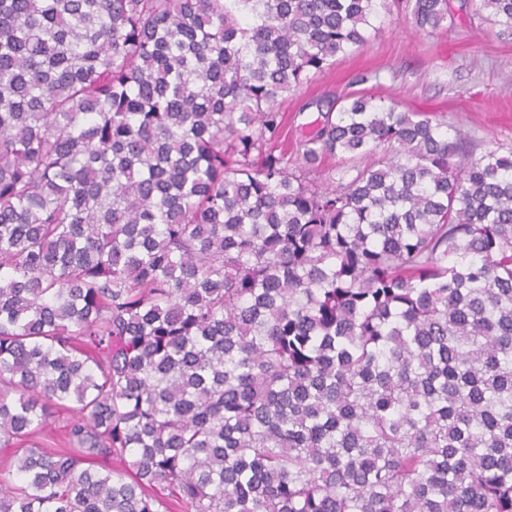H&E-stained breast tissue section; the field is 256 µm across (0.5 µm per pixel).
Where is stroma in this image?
<instances>
[{"mask_svg":"<svg viewBox=\"0 0 512 512\" xmlns=\"http://www.w3.org/2000/svg\"><path fill=\"white\" fill-rule=\"evenodd\" d=\"M452 8L453 19L429 32L381 21L367 45L283 102L284 138L292 143L310 135L316 99L365 93L429 113L472 137L477 152L512 144V37L473 20L462 0H452Z\"/></svg>","mask_w":512,"mask_h":512,"instance_id":"35a3bbf8","label":"stroma"}]
</instances>
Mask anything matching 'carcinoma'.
Here are the masks:
<instances>
[{"label": "carcinoma", "mask_w": 512, "mask_h": 512, "mask_svg": "<svg viewBox=\"0 0 512 512\" xmlns=\"http://www.w3.org/2000/svg\"><path fill=\"white\" fill-rule=\"evenodd\" d=\"M388 12L0 0V512H512V146L365 95L272 146Z\"/></svg>", "instance_id": "cac0c4a2"}]
</instances>
